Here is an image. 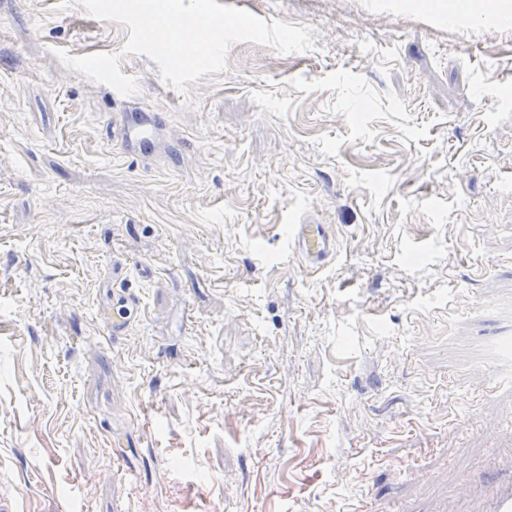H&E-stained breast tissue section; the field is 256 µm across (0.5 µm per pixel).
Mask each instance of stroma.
Returning <instances> with one entry per match:
<instances>
[{"label": "stroma", "mask_w": 512, "mask_h": 512, "mask_svg": "<svg viewBox=\"0 0 512 512\" xmlns=\"http://www.w3.org/2000/svg\"><path fill=\"white\" fill-rule=\"evenodd\" d=\"M221 2L315 51L234 44L185 96L130 54L125 97L53 50L127 27L0 0V512H471L512 476V29ZM127 106L167 115L152 159L112 150ZM286 241L309 269L326 266L336 255V231L330 224H289Z\"/></svg>", "instance_id": "1"}]
</instances>
